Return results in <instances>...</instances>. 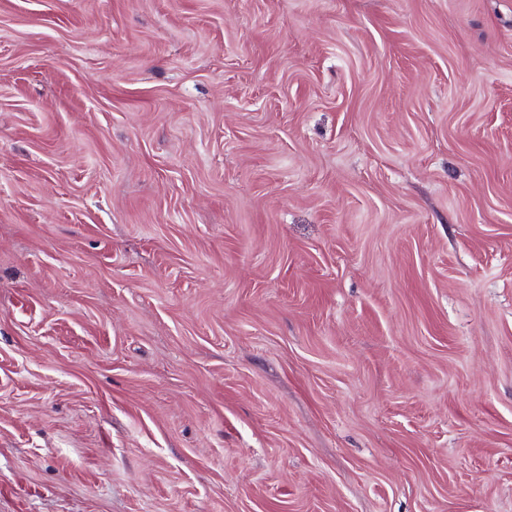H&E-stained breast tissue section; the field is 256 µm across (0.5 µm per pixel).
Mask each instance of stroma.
Masks as SVG:
<instances>
[{"instance_id": "35a3bbf8", "label": "stroma", "mask_w": 512, "mask_h": 512, "mask_svg": "<svg viewBox=\"0 0 512 512\" xmlns=\"http://www.w3.org/2000/svg\"><path fill=\"white\" fill-rule=\"evenodd\" d=\"M0 512H512V0H0Z\"/></svg>"}]
</instances>
